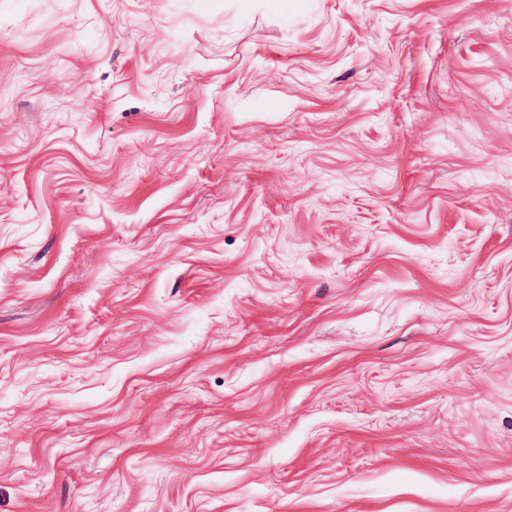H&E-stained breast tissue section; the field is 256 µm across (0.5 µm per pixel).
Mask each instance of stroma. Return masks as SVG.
<instances>
[{
    "label": "stroma",
    "mask_w": 512,
    "mask_h": 512,
    "mask_svg": "<svg viewBox=\"0 0 512 512\" xmlns=\"http://www.w3.org/2000/svg\"><path fill=\"white\" fill-rule=\"evenodd\" d=\"M0 512H512V0H0Z\"/></svg>",
    "instance_id": "35a3bbf8"
}]
</instances>
